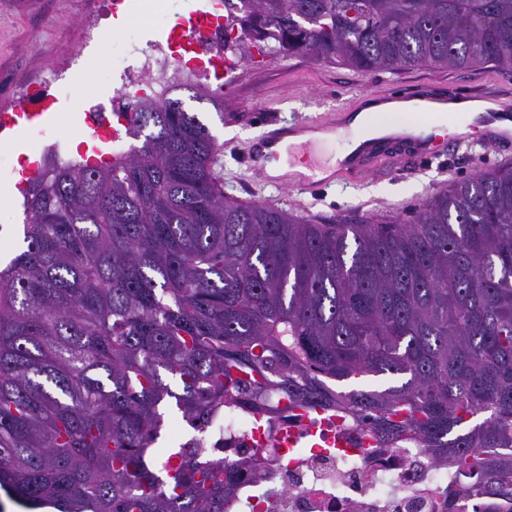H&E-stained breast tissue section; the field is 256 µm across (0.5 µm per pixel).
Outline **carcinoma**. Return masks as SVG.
I'll use <instances>...</instances> for the list:
<instances>
[{
  "label": "carcinoma",
  "instance_id": "cac0c4a2",
  "mask_svg": "<svg viewBox=\"0 0 512 512\" xmlns=\"http://www.w3.org/2000/svg\"><path fill=\"white\" fill-rule=\"evenodd\" d=\"M224 5L243 55L512 72V0ZM126 119L140 145L109 160L47 150L0 266V492L26 512H225L232 480L159 445L166 415L322 410L451 468L447 512H512V167L411 224H309L225 196L181 100Z\"/></svg>",
  "mask_w": 512,
  "mask_h": 512
}]
</instances>
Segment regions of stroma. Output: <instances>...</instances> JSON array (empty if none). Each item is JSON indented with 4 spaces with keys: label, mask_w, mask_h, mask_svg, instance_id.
Instances as JSON below:
<instances>
[{
    "label": "stroma",
    "mask_w": 512,
    "mask_h": 512,
    "mask_svg": "<svg viewBox=\"0 0 512 512\" xmlns=\"http://www.w3.org/2000/svg\"><path fill=\"white\" fill-rule=\"evenodd\" d=\"M142 0H128V20L119 32L79 46L76 29L91 9V0H0V77L24 85L48 76L54 62L68 61L69 69L49 86L62 103L52 122L26 132L23 146L47 150L77 149L82 113L79 99L106 104L120 76L104 79L103 71L127 34L140 43L166 37L177 17L199 8L201 0H161L154 16L138 12ZM425 81L455 86L461 97L492 92L512 101V73L492 66L444 69L419 66L397 71H361L304 56L272 55L246 62L238 79L218 91L223 113L208 100L192 98L189 90L174 96L186 110L197 113L220 147L215 171L226 196L245 204L281 209L313 224L346 220L370 224H403L434 194L482 172L512 165V150L477 142L450 147L446 156L404 167L400 159L383 161L361 179L324 184L316 195L263 185L243 163L245 143L258 137L271 118L292 122L335 111L364 90L383 89L401 96Z\"/></svg>",
    "instance_id": "1"
}]
</instances>
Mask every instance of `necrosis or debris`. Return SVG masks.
Returning a JSON list of instances; mask_svg holds the SVG:
<instances>
[{
  "label": "necrosis or debris",
  "instance_id": "1",
  "mask_svg": "<svg viewBox=\"0 0 512 512\" xmlns=\"http://www.w3.org/2000/svg\"><path fill=\"white\" fill-rule=\"evenodd\" d=\"M224 39L220 24L173 44L128 39L125 82L110 105L117 125H125L131 101L163 99L174 81L233 83L244 58L225 48ZM198 446L209 462L238 477L226 512H445L442 495L453 479L417 444L375 447L361 428L330 413L266 425L228 409L211 418ZM258 451L268 462L253 475L243 462Z\"/></svg>",
  "mask_w": 512,
  "mask_h": 512
}]
</instances>
